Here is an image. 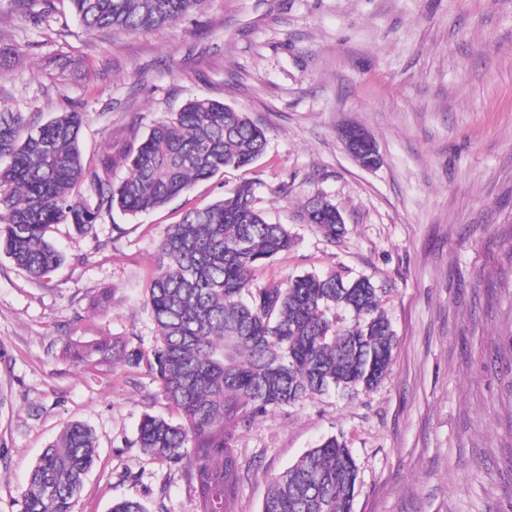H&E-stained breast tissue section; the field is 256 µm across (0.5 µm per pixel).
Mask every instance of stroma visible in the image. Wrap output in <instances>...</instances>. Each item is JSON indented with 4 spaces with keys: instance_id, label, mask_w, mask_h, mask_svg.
<instances>
[{
    "instance_id": "1",
    "label": "stroma",
    "mask_w": 512,
    "mask_h": 512,
    "mask_svg": "<svg viewBox=\"0 0 512 512\" xmlns=\"http://www.w3.org/2000/svg\"><path fill=\"white\" fill-rule=\"evenodd\" d=\"M193 98L265 129L253 168L151 213L103 214L88 234L56 226L65 261L48 277L0 253V512H22L31 466L73 421L93 429L98 457L72 512L123 498L198 512L184 472L137 443L144 413L177 416L148 368L79 363L66 348L108 337L150 350L143 293L167 225L247 182L295 239L255 287L369 279L396 344L374 388L235 432L246 474L232 512H260L270 479L330 436L358 468L353 512H512V0H206L136 33L0 0V106L40 122L81 112L85 160L124 152ZM346 126L374 138L376 168L345 149ZM317 194L343 217L336 238L302 219Z\"/></svg>"
}]
</instances>
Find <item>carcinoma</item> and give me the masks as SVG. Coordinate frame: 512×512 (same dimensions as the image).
I'll use <instances>...</instances> for the list:
<instances>
[{
  "label": "carcinoma",
  "mask_w": 512,
  "mask_h": 512,
  "mask_svg": "<svg viewBox=\"0 0 512 512\" xmlns=\"http://www.w3.org/2000/svg\"><path fill=\"white\" fill-rule=\"evenodd\" d=\"M84 28L137 32L173 25L205 0H67ZM81 113L69 110L37 123L0 107V252L35 277L62 262L51 232L70 224L90 233L102 213L161 208L226 168H250L263 155L265 130L243 110L194 99L161 118L123 154L127 176H107L112 157L85 163ZM304 219L327 236L341 233L336 206L316 196ZM294 239L267 222L253 184H242L167 227L145 306L158 344L128 360L146 364L160 393L179 415L172 422L144 414L143 452L182 470L198 512H230L241 475L233 432L275 409L330 389H368L388 374L394 348L390 322L367 279L304 274L253 287L255 273ZM351 314L340 326L336 311ZM107 337L67 347L76 361L107 360ZM96 461L92 430L66 426L38 458L23 494V512H71ZM358 471L348 448L326 439L271 478L260 512H353Z\"/></svg>",
  "instance_id": "cac0c4a2"
}]
</instances>
